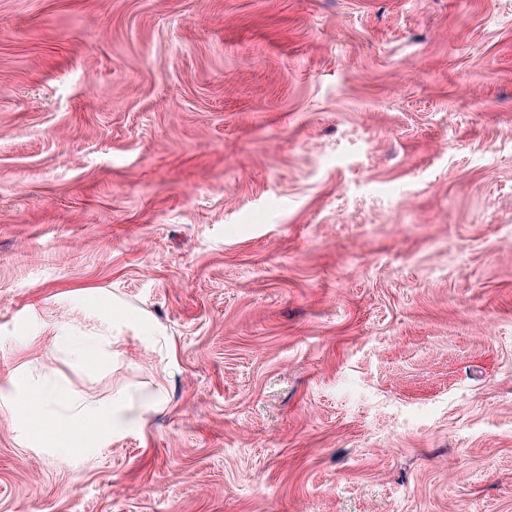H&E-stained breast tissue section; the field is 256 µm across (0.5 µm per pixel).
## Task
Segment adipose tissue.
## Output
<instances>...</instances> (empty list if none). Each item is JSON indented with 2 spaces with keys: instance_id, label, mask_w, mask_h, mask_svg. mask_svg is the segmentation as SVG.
Listing matches in <instances>:
<instances>
[{
  "instance_id": "1",
  "label": "adipose tissue",
  "mask_w": 512,
  "mask_h": 512,
  "mask_svg": "<svg viewBox=\"0 0 512 512\" xmlns=\"http://www.w3.org/2000/svg\"><path fill=\"white\" fill-rule=\"evenodd\" d=\"M63 353L81 366L103 369L115 356L110 332L58 339ZM7 382L13 390L18 419L28 427L50 425L56 435L88 450L102 438L145 425L163 405L164 389L138 395H124L106 402H91L69 386L48 381L31 370L15 371Z\"/></svg>"
}]
</instances>
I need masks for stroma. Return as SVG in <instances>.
<instances>
[{
	"instance_id": "stroma-1",
	"label": "stroma",
	"mask_w": 512,
	"mask_h": 512,
	"mask_svg": "<svg viewBox=\"0 0 512 512\" xmlns=\"http://www.w3.org/2000/svg\"><path fill=\"white\" fill-rule=\"evenodd\" d=\"M0 512H512V0H0ZM123 309L112 316V330L86 334L85 336H57L55 343L62 345L63 353L71 362L81 366L90 365L97 370L109 366L116 352L112 349L114 340L111 336L114 332V324L121 318ZM13 389L14 409L28 427L50 425L65 442L89 450L102 438L145 425L159 411L164 389L159 383L145 394L124 395L107 402H91L44 374L15 371L5 380Z\"/></svg>"
}]
</instances>
